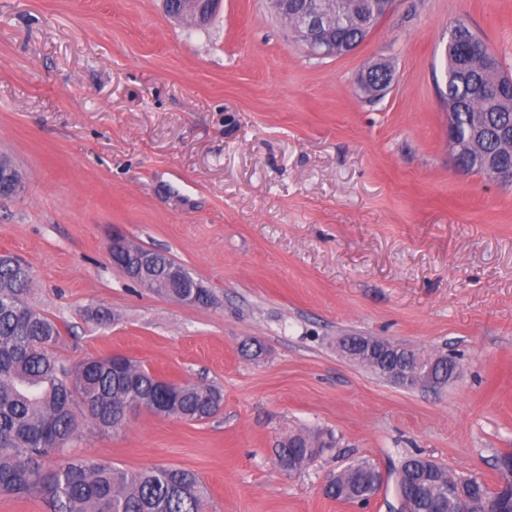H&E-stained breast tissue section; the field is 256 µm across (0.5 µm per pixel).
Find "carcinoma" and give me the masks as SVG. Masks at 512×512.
Instances as JSON below:
<instances>
[{"label":"carcinoma","instance_id":"obj_1","mask_svg":"<svg viewBox=\"0 0 512 512\" xmlns=\"http://www.w3.org/2000/svg\"><path fill=\"white\" fill-rule=\"evenodd\" d=\"M333 25L347 41L372 31L371 18H381L387 0H326ZM457 37L444 51L441 96L453 113L450 131L466 139L479 127L481 151H505L499 131L512 128V88L498 84L501 62L485 41L462 19L450 23ZM32 277L21 260L0 259V495L35 496L49 512H206L204 487L196 474L179 467L124 469L89 460L76 452L81 437L78 415L102 433L125 429L122 411L141 405L165 416L202 422L221 408L223 395L208 384L164 382L138 361L112 355L67 365L55 355L62 334L59 325L28 302ZM315 440L304 433L284 439L277 456L298 470L312 458ZM418 457L407 458L396 475L402 495ZM471 493L469 512H481L486 498L498 497L475 478L443 476ZM360 480L348 479L327 495L359 503ZM500 498V497H498ZM502 509L512 499L500 498ZM414 512H448V490L424 493L413 500Z\"/></svg>","mask_w":512,"mask_h":512}]
</instances>
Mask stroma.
Segmentation results:
<instances>
[{
	"mask_svg": "<svg viewBox=\"0 0 512 512\" xmlns=\"http://www.w3.org/2000/svg\"><path fill=\"white\" fill-rule=\"evenodd\" d=\"M463 18L512 74V0H395L351 54L307 56L264 0H223L202 29L161 0H0V253L68 364L122 354L161 378L218 386L198 423L140 411L80 451L121 468L194 471L208 512H400L419 454L497 488L512 454V186L456 169L442 47ZM395 82L365 99L368 62ZM210 290L187 305L130 281L113 233ZM452 353L460 373L409 390L342 357V336ZM260 340L266 355L244 347ZM332 448L288 474L295 432ZM368 459L366 505L322 480Z\"/></svg>",
	"mask_w": 512,
	"mask_h": 512,
	"instance_id": "stroma-1",
	"label": "stroma"
}]
</instances>
